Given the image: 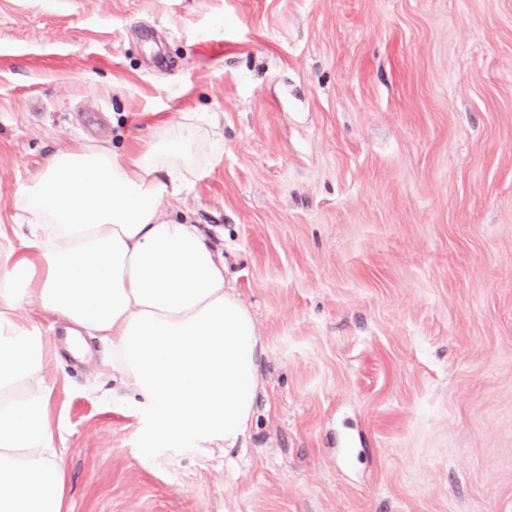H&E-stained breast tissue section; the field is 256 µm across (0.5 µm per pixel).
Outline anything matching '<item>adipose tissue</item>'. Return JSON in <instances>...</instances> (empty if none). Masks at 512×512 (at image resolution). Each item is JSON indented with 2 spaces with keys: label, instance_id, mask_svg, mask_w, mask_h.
Here are the masks:
<instances>
[{
  "label": "adipose tissue",
  "instance_id": "1",
  "mask_svg": "<svg viewBox=\"0 0 512 512\" xmlns=\"http://www.w3.org/2000/svg\"><path fill=\"white\" fill-rule=\"evenodd\" d=\"M221 159L195 113L159 125L127 158L102 144L57 150L12 207L27 256L0 247V512H69L53 441L50 339L14 312L44 313L97 337L123 388L141 398L147 448L236 447L252 424L260 335L197 224L169 217Z\"/></svg>",
  "mask_w": 512,
  "mask_h": 512
}]
</instances>
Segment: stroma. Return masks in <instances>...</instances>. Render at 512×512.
<instances>
[{
  "instance_id": "obj_1",
  "label": "stroma",
  "mask_w": 512,
  "mask_h": 512,
  "mask_svg": "<svg viewBox=\"0 0 512 512\" xmlns=\"http://www.w3.org/2000/svg\"><path fill=\"white\" fill-rule=\"evenodd\" d=\"M196 112L263 353L227 452L157 448L110 352L47 376L70 512H512V0H0V244L59 148Z\"/></svg>"
}]
</instances>
